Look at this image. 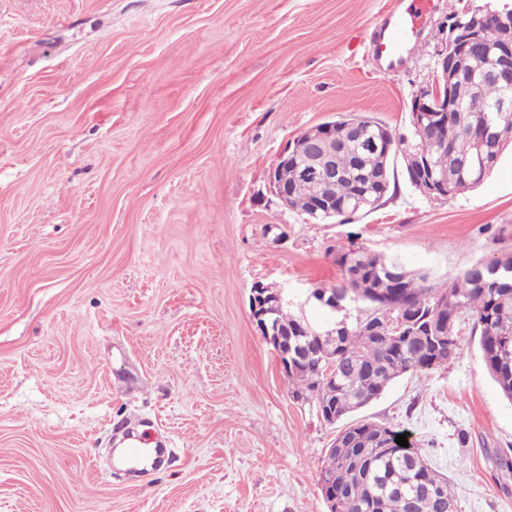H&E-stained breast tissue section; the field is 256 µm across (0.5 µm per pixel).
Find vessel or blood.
I'll list each match as a JSON object with an SVG mask.
<instances>
[{
	"label": "vessel or blood",
	"mask_w": 512,
	"mask_h": 512,
	"mask_svg": "<svg viewBox=\"0 0 512 512\" xmlns=\"http://www.w3.org/2000/svg\"><path fill=\"white\" fill-rule=\"evenodd\" d=\"M432 0H408L405 10L393 13L374 40L373 57L390 65L401 63L414 49L431 11Z\"/></svg>",
	"instance_id": "1"
}]
</instances>
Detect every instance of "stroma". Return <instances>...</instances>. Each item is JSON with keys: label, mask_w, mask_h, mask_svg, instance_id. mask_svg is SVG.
<instances>
[{"label": "stroma", "mask_w": 512, "mask_h": 512, "mask_svg": "<svg viewBox=\"0 0 512 512\" xmlns=\"http://www.w3.org/2000/svg\"><path fill=\"white\" fill-rule=\"evenodd\" d=\"M402 0H0V512H327L337 426L294 399L250 315L254 285L315 324L333 248L442 285L512 250V152L477 188L395 190L343 224L269 186L304 131L368 114L411 138L431 84L434 0L415 49L378 66ZM407 373L358 418L411 432L457 512H512V401L479 340ZM158 469L120 462L131 432Z\"/></svg>", "instance_id": "35a3bbf8"}]
</instances>
